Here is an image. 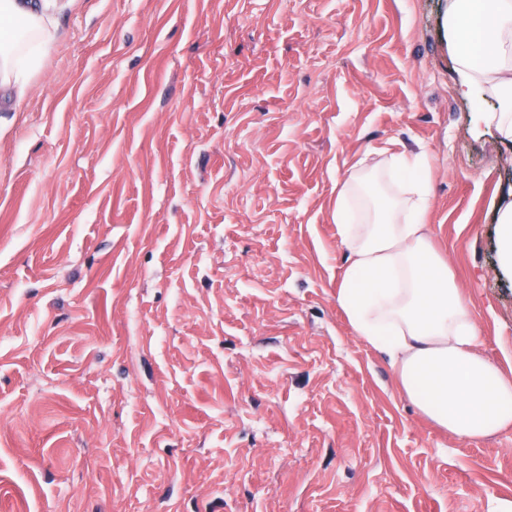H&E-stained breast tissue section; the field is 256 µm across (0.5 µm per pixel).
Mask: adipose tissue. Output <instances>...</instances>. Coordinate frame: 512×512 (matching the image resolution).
I'll use <instances>...</instances> for the list:
<instances>
[{
  "mask_svg": "<svg viewBox=\"0 0 512 512\" xmlns=\"http://www.w3.org/2000/svg\"><path fill=\"white\" fill-rule=\"evenodd\" d=\"M446 23L476 126L512 144V0H448ZM56 38L44 0H0V92L22 95ZM492 99L496 108H487ZM376 154V164L358 162L336 185L333 219L349 250L337 302L422 416L481 440L512 426V378L475 352L478 326L431 244L428 154Z\"/></svg>",
  "mask_w": 512,
  "mask_h": 512,
  "instance_id": "ef3b65f1",
  "label": "adipose tissue"
}]
</instances>
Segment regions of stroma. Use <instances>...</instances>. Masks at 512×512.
I'll list each match as a JSON object with an SVG mask.
<instances>
[{
  "instance_id": "1",
  "label": "stroma",
  "mask_w": 512,
  "mask_h": 512,
  "mask_svg": "<svg viewBox=\"0 0 512 512\" xmlns=\"http://www.w3.org/2000/svg\"><path fill=\"white\" fill-rule=\"evenodd\" d=\"M0 104V512H512V427L422 417L336 301V185L427 152L429 222L512 375L447 0H57Z\"/></svg>"
}]
</instances>
